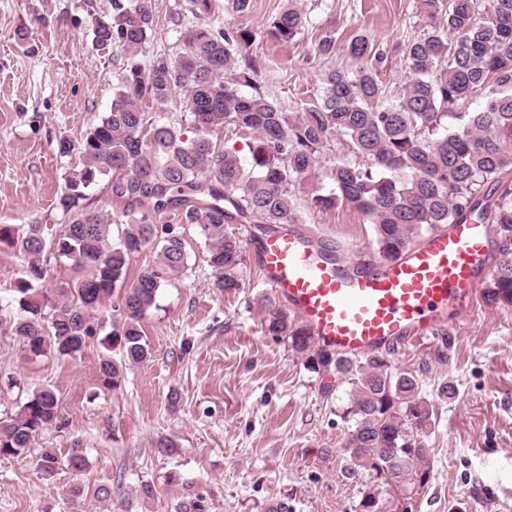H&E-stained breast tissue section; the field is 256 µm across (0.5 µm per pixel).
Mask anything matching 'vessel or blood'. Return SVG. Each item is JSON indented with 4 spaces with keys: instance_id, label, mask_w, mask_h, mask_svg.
<instances>
[{
    "instance_id": "vessel-or-blood-1",
    "label": "vessel or blood",
    "mask_w": 512,
    "mask_h": 512,
    "mask_svg": "<svg viewBox=\"0 0 512 512\" xmlns=\"http://www.w3.org/2000/svg\"><path fill=\"white\" fill-rule=\"evenodd\" d=\"M263 279L317 342L358 358L397 345L427 346L448 312H474L490 272V226L475 218L435 230L390 261L347 257L327 240L283 226L249 236Z\"/></svg>"
}]
</instances>
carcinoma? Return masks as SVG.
Masks as SVG:
<instances>
[{
  "instance_id": "carcinoma-1",
  "label": "carcinoma",
  "mask_w": 512,
  "mask_h": 512,
  "mask_svg": "<svg viewBox=\"0 0 512 512\" xmlns=\"http://www.w3.org/2000/svg\"><path fill=\"white\" fill-rule=\"evenodd\" d=\"M196 24L184 30L186 51L174 59L137 60L153 31L150 0L118 3L110 18L94 24L98 47H118L129 56L122 85L110 110L83 137L58 141V153L77 152L81 168L66 180L57 205L68 215L58 232L42 224L23 231L0 224V245L18 250L25 277L18 281L17 312L4 330L23 340L29 355L75 357L87 339L104 329L99 316L112 297L107 349L99 363L102 384L117 389L129 363L152 358L142 321L159 289L180 279L188 266L184 226H192L207 250V262L226 293L242 287V241L227 224L266 227L299 223L293 189L308 183L311 200L330 208L343 200L373 224L377 254L391 260L438 228L476 216L494 225L502 258L485 284V303L512 308V0H422L433 20L427 35L407 47L409 80L388 99L377 72L365 62L372 49L364 38L350 42L360 65L324 73L319 101L303 112L283 111L256 85L259 66L241 56L256 39L249 29L230 28L214 18L215 0H189ZM306 14L298 0L269 24V34L288 43L304 33ZM454 39H448V34ZM484 106L454 112L468 95L489 84ZM196 137L181 140L167 122L146 119L147 107L166 103L175 90ZM257 133L250 158L210 139L215 128ZM348 139L370 163H339L329 173L335 188L323 192L320 155L335 136ZM112 196L126 218L112 242V216L82 204L84 189L109 174ZM156 246L155 263L126 282L132 257ZM72 261V286L40 287L47 249ZM265 331L305 360L307 369L334 382L321 385L329 397L350 386L349 403L338 417L346 424L343 451L347 481L364 486L359 512H384L383 500L430 479L425 438L434 425L435 404L420 394V377L396 369L381 351L362 358L333 354L316 345L310 331L272 303L263 304ZM458 387L444 377L435 399H454ZM59 400L50 388L33 392L19 409L0 416V456L26 452L42 430L59 427ZM65 464L83 472L80 445ZM174 512H212L205 490L193 485Z\"/></svg>"
}]
</instances>
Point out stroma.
<instances>
[{"label":"stroma","instance_id":"stroma-1","mask_svg":"<svg viewBox=\"0 0 512 512\" xmlns=\"http://www.w3.org/2000/svg\"><path fill=\"white\" fill-rule=\"evenodd\" d=\"M223 23L258 36L246 53L261 65L260 90L283 111L300 112L318 100L325 71L354 69L352 39L365 38L383 60L376 64L387 95L407 82L406 46L427 33L421 0H300L309 25L283 43L266 33L287 0H250L238 13L217 0ZM154 32L139 56L184 53L188 0H151ZM114 0H0V224L41 223L59 230L57 208L79 155H59L60 138L79 140L109 111L128 63L119 48L93 44L95 18L112 15ZM332 38L330 55L318 53ZM302 229L351 254L375 250L372 224L353 206H314L306 187L294 189ZM188 270L160 288L143 320L150 361L128 366L117 389L102 385L106 355L101 336L73 358L28 357L22 340L0 332V414L17 410L34 390L58 396L63 429L36 435L32 448L0 457V512H70L68 489H84L79 512H173L182 483L212 493V512H265L274 500L292 512H357L359 485L345 482V427L338 411L347 387L323 398L287 341L267 335L261 299L274 293L252 262L239 271L243 286L216 288L206 251L187 228ZM23 271L18 252L0 245V322L16 311L15 287ZM448 361L433 347L392 352L394 367L419 371L431 394L443 377L457 397L436 408L426 439L431 477L388 502L389 512H512V308L479 303L475 314L449 315ZM178 393L170 406V393ZM163 437L176 453H158ZM80 443L88 459L81 474L58 466L44 473L39 459L66 458ZM156 494L141 500V483ZM112 488L104 501L94 494Z\"/></svg>","mask_w":512,"mask_h":512}]
</instances>
